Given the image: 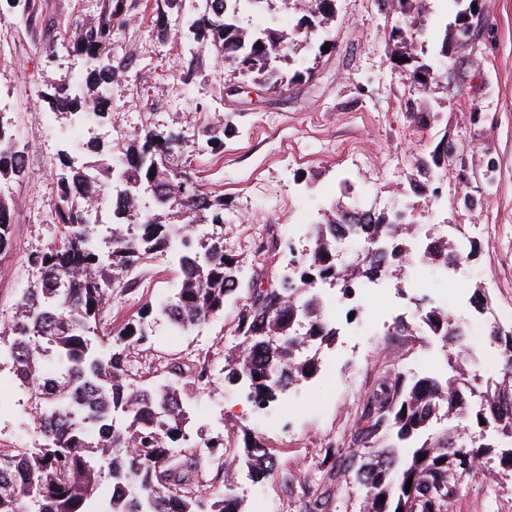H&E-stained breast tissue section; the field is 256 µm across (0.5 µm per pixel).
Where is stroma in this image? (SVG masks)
I'll return each instance as SVG.
<instances>
[{"label":"stroma","instance_id":"35a3bbf8","mask_svg":"<svg viewBox=\"0 0 512 512\" xmlns=\"http://www.w3.org/2000/svg\"><path fill=\"white\" fill-rule=\"evenodd\" d=\"M34 2L32 23L0 9V96L11 101L0 122L16 135L27 163L26 179L0 183L16 202L13 248L0 257L2 348L17 300L40 278L28 254L59 236L56 169L67 121L49 115L37 94L85 69V57L63 45L73 41L75 21L99 17L106 7V0ZM124 2L125 23L108 53L125 68L112 83L108 117L95 131L117 154L138 131L172 135L174 161L188 166L204 191L223 197L224 252L245 274L277 283L290 257L305 255L309 225L335 204L378 217L405 212L415 226L408 242L414 255L429 238L473 246L461 268L446 275L429 270L426 294L369 297L367 317L358 297L320 288L336 318V340L319 346L316 375L291 386L273 411L255 410L238 387L224 382V357L238 347L236 313L247 288L222 314L174 331L160 310L179 288L181 273L170 254L158 253L139 263L103 307L99 331L112 337L144 304L154 308L149 339L127 348L125 366L134 385H170L187 394L192 426L178 449L200 459L192 494L224 489L204 441L220 434L239 448L251 430L276 457L277 470L259 482L236 479L243 512H308L324 491L329 498L322 512H358L357 485L329 476L322 461L328 454L343 459L356 447L364 400L387 371L410 379L445 371V348L419 333L421 305L448 308L464 327L479 375L500 373L498 350L485 331L512 323V0H479L470 19L474 50L447 58L440 47L457 7L454 0H425L422 21L434 33L415 43L413 55L438 73L425 85L412 83L396 65L391 0H336L334 18L311 35L295 29L300 0L273 14L243 12L244 27L292 32L287 69L308 67L312 76L275 92L234 96L224 93L231 76L223 58L162 31L156 0ZM50 43L59 47L51 60L44 53ZM212 136L223 140L220 151L207 150ZM443 140L452 144V158L434 169L425 189L416 188L419 162L430 161ZM478 288L489 299L483 313L471 305ZM174 362L205 368L207 376L170 374ZM31 402V389L18 384L10 359L1 356L0 453L41 442ZM450 512H512V479L496 463L480 469L460 487Z\"/></svg>","mask_w":512,"mask_h":512}]
</instances>
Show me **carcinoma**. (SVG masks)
I'll list each match as a JSON object with an SVG mask.
<instances>
[{
  "label": "carcinoma",
  "instance_id": "obj_1",
  "mask_svg": "<svg viewBox=\"0 0 512 512\" xmlns=\"http://www.w3.org/2000/svg\"><path fill=\"white\" fill-rule=\"evenodd\" d=\"M309 0L307 18L298 28L318 27L315 18L328 20L333 7L319 8ZM203 13L188 20L190 40L200 48L212 47L224 56L232 74L257 80L273 90L296 83L305 72L288 74L280 63L288 58L292 36L274 28L248 30L238 24L243 8L269 4V0H206ZM124 0H108L107 10L93 21L75 23L72 49L90 63L74 78L40 92L50 111L79 118L104 119L110 101L105 88L119 67L106 49L115 27L124 23ZM399 45L394 53L399 68L414 80L430 78L429 67L408 70L414 36L394 28ZM469 36V25L454 26L451 41H443L446 56ZM172 138L148 131L131 140L123 163L75 165L70 153L58 156L60 173L56 216L59 241L28 255L40 271V280L25 289L12 321L7 354L21 385H38L35 410L42 444L17 454H0V512H242L237 498L227 494L201 496L181 493L196 470L193 454L172 459L170 448L186 440L187 405L178 389L132 387L127 380L123 351L103 344L97 322L108 291L121 283L131 269L157 252H169L178 262L180 288L161 312L170 325L187 330L224 311L243 282L239 263L224 253V237L178 233L174 225L156 216L140 215L137 203L150 197L160 212L171 218L206 217L224 223V198L201 191L199 185L169 165ZM21 155L16 140L0 122V181L25 178L15 164ZM116 194L120 205L107 225V252L99 250L93 229L94 204L104 192ZM14 199L0 194V255L12 249L11 213ZM362 220H346L330 208L322 222L312 226L313 247L299 281L262 287L249 280L250 295L238 307L235 333L242 350L224 357V383L247 391L258 409L279 400L287 388L318 370V358L303 350L312 342L330 344L336 336L323 316L322 305L310 289L316 281L340 282L349 295L373 278L381 260L362 257L344 269L336 265V236L355 237ZM370 236L391 241L392 266L406 257L407 225L376 218L366 224ZM423 255L449 260L455 250L445 240L428 243ZM390 266V267H392ZM385 267L384 271H389ZM317 279H307L309 269ZM153 308L146 306L139 319L124 325L116 341L130 345L148 340L145 320ZM429 332L451 341L448 357L451 375L406 378L399 371L386 373L366 398L359 428L360 454L349 455L343 473L361 490L359 512H449L461 482L479 458L493 462L495 449L479 444L456 430L433 427L449 416L470 421V428L512 438V327L497 326L490 337L507 357L500 378L478 384L464 382L459 360L466 359L460 325L437 306L419 311ZM57 360L58 376L44 377L43 356ZM485 423H480V420ZM244 445L233 450L237 464L247 468L253 481L272 475L276 462L255 435L244 434ZM425 459H420V456ZM108 461L103 467L100 460ZM112 480V498L96 499L103 478ZM410 490H405L407 481Z\"/></svg>",
  "mask_w": 512,
  "mask_h": 512
}]
</instances>
